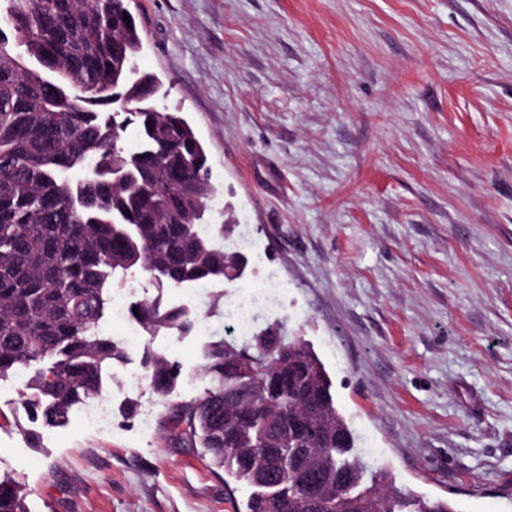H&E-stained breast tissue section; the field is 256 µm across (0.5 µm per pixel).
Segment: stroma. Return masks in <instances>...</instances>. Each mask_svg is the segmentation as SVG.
Listing matches in <instances>:
<instances>
[{"instance_id":"stroma-1","label":"stroma","mask_w":512,"mask_h":512,"mask_svg":"<svg viewBox=\"0 0 512 512\" xmlns=\"http://www.w3.org/2000/svg\"><path fill=\"white\" fill-rule=\"evenodd\" d=\"M141 71L206 147L209 224L242 225L233 282L112 289L190 311L206 334L160 330L181 367L172 401L209 386L207 337L247 343L283 323L332 377L363 458L397 487L460 512H512V0H131ZM255 302L233 330L228 299ZM140 349L102 398L40 450L18 393L0 398V473L30 512H236L201 449L141 432L164 407ZM137 401L139 416L119 412ZM82 416L96 429L108 428L112 421L109 408L103 403L85 405L82 408Z\"/></svg>"}]
</instances>
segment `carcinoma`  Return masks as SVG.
I'll use <instances>...</instances> for the list:
<instances>
[{
  "mask_svg": "<svg viewBox=\"0 0 512 512\" xmlns=\"http://www.w3.org/2000/svg\"><path fill=\"white\" fill-rule=\"evenodd\" d=\"M0 18V381L24 373L26 436L98 397L127 348L100 330L115 275L132 268L170 288L242 277L249 259L204 228L212 193L205 148L179 112H148L153 74L127 82L143 40L127 0H4ZM135 104L139 144H121L116 116ZM134 162L138 182L69 173ZM147 335L189 330L184 308L135 303ZM155 394L166 400L177 363L144 347ZM210 387L167 406L163 422L211 466L249 490L243 512H311L294 480L293 449H307L322 480L317 512H457L451 501L399 489L370 472L336 405L333 382L301 336L278 323L249 343L204 347ZM25 485L0 476V512H28Z\"/></svg>",
  "mask_w": 512,
  "mask_h": 512,
  "instance_id": "obj_1",
  "label": "carcinoma"
}]
</instances>
